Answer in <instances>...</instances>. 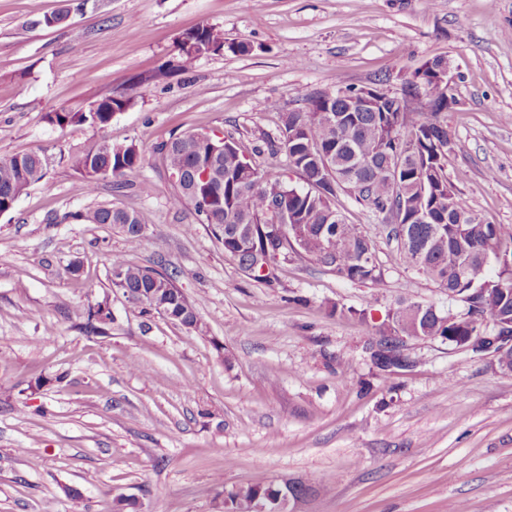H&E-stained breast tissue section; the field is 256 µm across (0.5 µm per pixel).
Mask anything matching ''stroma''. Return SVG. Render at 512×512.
<instances>
[{
    "mask_svg": "<svg viewBox=\"0 0 512 512\" xmlns=\"http://www.w3.org/2000/svg\"><path fill=\"white\" fill-rule=\"evenodd\" d=\"M59 5L0 0V158L46 163L0 214V512H112L119 496L135 512H224L259 478L306 485L297 512H512V371L439 339L406 341L410 365L390 376L370 358L398 298L463 309L399 262L378 217L336 200L369 228L384 286L296 258L268 284L171 207L156 151L217 129L249 152L312 92H397L443 56L460 74L450 177L472 209L512 224V0H86L63 25L31 27ZM203 24L249 52L184 57L182 35ZM118 95L131 104L102 133L45 118ZM103 137L146 160L91 195L69 159ZM98 205L139 213L140 244L74 220ZM115 253L173 274L202 302L199 328L132 308L110 286ZM104 300L114 323L86 333Z\"/></svg>",
    "mask_w": 512,
    "mask_h": 512,
    "instance_id": "35a3bbf8",
    "label": "stroma"
}]
</instances>
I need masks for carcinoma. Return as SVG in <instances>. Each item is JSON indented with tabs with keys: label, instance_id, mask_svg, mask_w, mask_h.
I'll return each instance as SVG.
<instances>
[{
	"label": "carcinoma",
	"instance_id": "obj_1",
	"mask_svg": "<svg viewBox=\"0 0 512 512\" xmlns=\"http://www.w3.org/2000/svg\"><path fill=\"white\" fill-rule=\"evenodd\" d=\"M73 9L69 0L50 14L32 21L34 26L56 27ZM192 42L212 51L224 49V32L201 26L185 33L180 50ZM427 85L429 109L405 111L395 97L383 101L385 111L374 112L361 100L339 98L325 111L326 100L318 91L307 98L302 112L285 116L279 144L272 153H285L295 164L306 187H293L272 177L246 155L233 138L224 139V154L211 160L206 146L188 133L157 148L168 170L184 171V180L173 186L169 199L175 209L198 210L199 190L193 173L212 165L216 178L210 188L220 192L219 206L200 219L239 268L257 280H269L259 267L295 253L357 283L378 288L384 272L365 225L351 224L336 209L338 195L346 192L382 217L388 241L396 244L399 259L440 288L467 304L465 313L443 314L432 305L399 299L381 323L382 336L409 339H442L484 335L487 319L512 323V224H491L472 210L448 181V153L452 142L446 113L452 89L433 81L430 70L416 69ZM130 105L126 96L106 97L87 112H49L52 124H88L105 129L112 115ZM144 156L134 144L114 146L102 139L70 158L71 167L96 191L108 170L120 180L140 168ZM45 177L39 154L30 152L0 159V213L12 208L31 185ZM87 224H112L135 246L142 239L136 226L141 216L120 207L99 205L77 215ZM502 252L496 267L485 264L489 244ZM111 285L123 292H145L131 304L151 315L152 301L164 304L188 328L200 321V302L189 299L173 275L131 263L121 254L110 259ZM112 323V314L97 304L87 311L85 329L97 333ZM276 487L259 479L229 495L235 512H259V503Z\"/></svg>",
	"mask_w": 512,
	"mask_h": 512
}]
</instances>
